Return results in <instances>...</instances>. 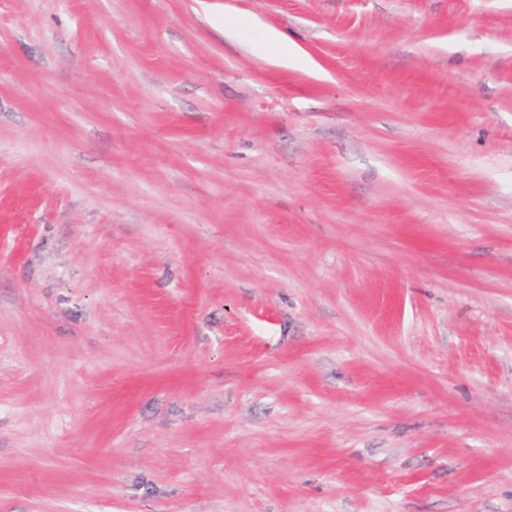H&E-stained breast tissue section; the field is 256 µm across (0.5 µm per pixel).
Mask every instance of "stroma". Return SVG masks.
I'll use <instances>...</instances> for the list:
<instances>
[{"label":"stroma","mask_w":512,"mask_h":512,"mask_svg":"<svg viewBox=\"0 0 512 512\" xmlns=\"http://www.w3.org/2000/svg\"><path fill=\"white\" fill-rule=\"evenodd\" d=\"M0 512H512V0H0Z\"/></svg>","instance_id":"stroma-1"}]
</instances>
